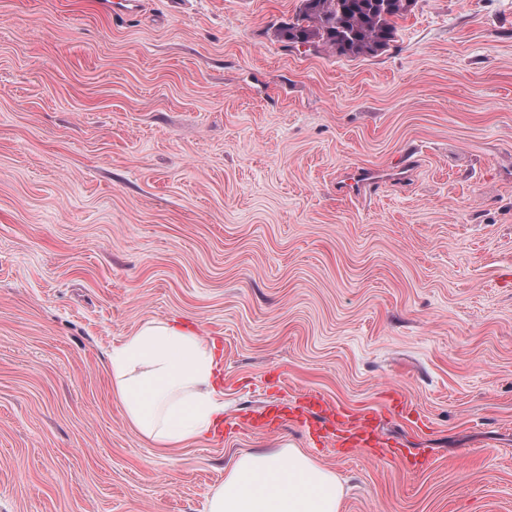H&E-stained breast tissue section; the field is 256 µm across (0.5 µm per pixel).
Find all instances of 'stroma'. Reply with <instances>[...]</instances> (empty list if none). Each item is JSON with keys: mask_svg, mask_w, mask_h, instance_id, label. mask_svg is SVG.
Segmentation results:
<instances>
[{"mask_svg": "<svg viewBox=\"0 0 512 512\" xmlns=\"http://www.w3.org/2000/svg\"><path fill=\"white\" fill-rule=\"evenodd\" d=\"M299 4L0 0V512H208L289 442L341 512H512V0H413L360 57L278 41ZM150 320L215 341L225 421L393 394L403 458L160 454L108 359ZM380 173L373 168H356L349 173L345 191L360 194L366 187L378 181Z\"/></svg>", "mask_w": 512, "mask_h": 512, "instance_id": "1", "label": "stroma"}]
</instances>
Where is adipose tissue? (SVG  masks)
<instances>
[{
	"label": "adipose tissue",
	"mask_w": 512,
	"mask_h": 512,
	"mask_svg": "<svg viewBox=\"0 0 512 512\" xmlns=\"http://www.w3.org/2000/svg\"><path fill=\"white\" fill-rule=\"evenodd\" d=\"M112 398L128 425L160 451L205 440L224 419L216 344L175 322L148 321L109 355ZM336 474L295 445L241 455L209 512H340Z\"/></svg>",
	"instance_id": "adipose-tissue-1"
}]
</instances>
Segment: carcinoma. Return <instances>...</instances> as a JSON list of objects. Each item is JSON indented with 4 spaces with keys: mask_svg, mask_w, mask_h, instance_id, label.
<instances>
[{
    "mask_svg": "<svg viewBox=\"0 0 512 512\" xmlns=\"http://www.w3.org/2000/svg\"><path fill=\"white\" fill-rule=\"evenodd\" d=\"M413 0H300L293 21L278 28L290 46L325 44L340 55H372L389 46Z\"/></svg>",
    "mask_w": 512,
    "mask_h": 512,
    "instance_id": "obj_1",
    "label": "carcinoma"
}]
</instances>
